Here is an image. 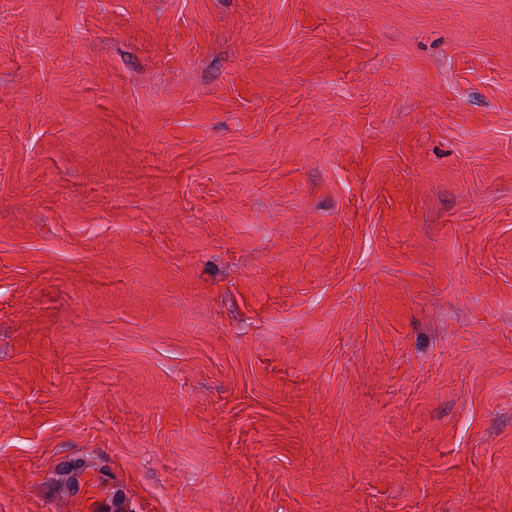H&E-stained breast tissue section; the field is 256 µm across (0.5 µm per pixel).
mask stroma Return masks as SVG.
I'll list each match as a JSON object with an SVG mask.
<instances>
[{"mask_svg":"<svg viewBox=\"0 0 512 512\" xmlns=\"http://www.w3.org/2000/svg\"><path fill=\"white\" fill-rule=\"evenodd\" d=\"M512 512V0H0V512Z\"/></svg>","mask_w":512,"mask_h":512,"instance_id":"1","label":"stroma"}]
</instances>
